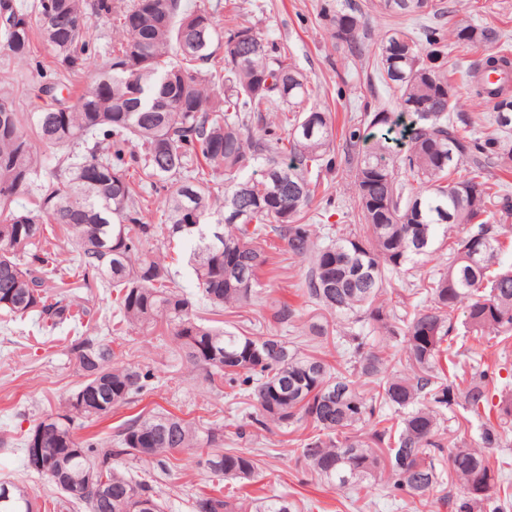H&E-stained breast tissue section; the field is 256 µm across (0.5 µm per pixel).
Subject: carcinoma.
<instances>
[{"label":"carcinoma","instance_id":"obj_1","mask_svg":"<svg viewBox=\"0 0 512 512\" xmlns=\"http://www.w3.org/2000/svg\"><path fill=\"white\" fill-rule=\"evenodd\" d=\"M372 7L452 22L421 38L400 24L385 32L377 65L398 111L366 105L338 137L295 59L232 15L220 20L185 0H0L9 55L28 62L38 37L51 57L36 70L38 111L0 95V322L29 318L48 335L71 328L63 355L81 376L28 429L0 430V451L22 449L26 468L52 488V512H169L157 487L181 454L211 485L188 499L191 512H297L283 494L243 491L271 451L224 447L222 424L140 410L104 439L78 435L155 388L153 363L112 347L134 333L207 393L248 406L239 439L254 429L305 431L298 459L312 477L351 487L379 478L401 500L437 492L450 512L512 509V494L501 496L503 467L484 452L512 430V385L452 350L461 327L479 341L512 338V264L500 260L512 192L488 177L490 168L512 170V111L503 110L512 105V53L493 50L499 30L453 15L444 0ZM49 14L65 23L51 28ZM90 16L115 31L94 53ZM364 24L354 3L329 16V35L359 51ZM450 37L489 49L468 66L467 93L492 109L501 135L475 136L474 117L457 111ZM82 76L91 83L76 102L58 98L62 80ZM394 132L409 146L392 162ZM49 152L54 165L40 183ZM255 166L261 177H244ZM339 172L355 187L358 226L306 223L321 181ZM439 237L448 262L407 282L405 292L425 296L410 313L404 295L388 294L386 274L404 278ZM277 240L307 264L298 291L336 317L335 328L313 322L296 336H253L217 325L260 298ZM94 288L112 294L104 336L84 331ZM270 309L275 324L296 327L299 309L278 299ZM332 330L340 368L301 350ZM455 406L482 419L483 448L448 447L445 412ZM86 483L105 489L73 493ZM4 487L0 512H39L27 488L7 476Z\"/></svg>","mask_w":512,"mask_h":512}]
</instances>
